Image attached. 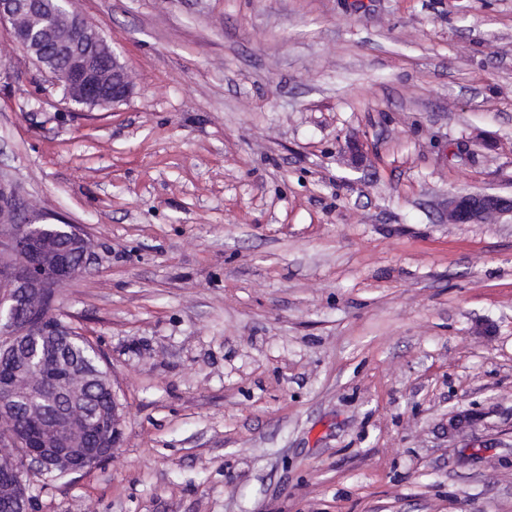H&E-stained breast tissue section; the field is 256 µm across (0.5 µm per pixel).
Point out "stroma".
<instances>
[{
  "label": "stroma",
  "instance_id": "35a3bbf8",
  "mask_svg": "<svg viewBox=\"0 0 512 512\" xmlns=\"http://www.w3.org/2000/svg\"><path fill=\"white\" fill-rule=\"evenodd\" d=\"M75 6L134 93L0 29V179L90 238L52 316L126 419L34 512H512V219L444 216L512 196V0ZM512 215V199L493 193H451L447 216L451 224H483ZM73 336L69 339L70 346L69 352L73 359H77L79 361H83L85 358L93 361L91 365L96 368V370H103L102 364L99 362L98 357L101 360V356L98 350H96L98 357L95 355L94 350L90 346V342L84 337L80 335H76L71 333Z\"/></svg>",
  "mask_w": 512,
  "mask_h": 512
}]
</instances>
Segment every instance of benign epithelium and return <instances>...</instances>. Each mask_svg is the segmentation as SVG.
Returning <instances> with one entry per match:
<instances>
[{
	"mask_svg": "<svg viewBox=\"0 0 512 512\" xmlns=\"http://www.w3.org/2000/svg\"><path fill=\"white\" fill-rule=\"evenodd\" d=\"M10 24L15 40L40 68L53 74L65 99L92 109L118 105L134 92L121 55L74 7V0H0V25ZM512 215V199L493 193H451L450 224H483ZM93 262L91 242L77 224L36 223L20 217L14 186L0 180V358L13 359L18 372L0 378V495L15 512H33L28 477L89 470L112 457L122 437L124 406L112 393V447L89 448L86 384L92 375L64 363L27 366L20 341L38 336L59 345L70 334L50 318L57 288ZM59 403L47 416L41 395ZM28 403V427H15L19 402Z\"/></svg>",
	"mask_w": 512,
	"mask_h": 512,
	"instance_id": "1",
	"label": "benign epithelium"
}]
</instances>
